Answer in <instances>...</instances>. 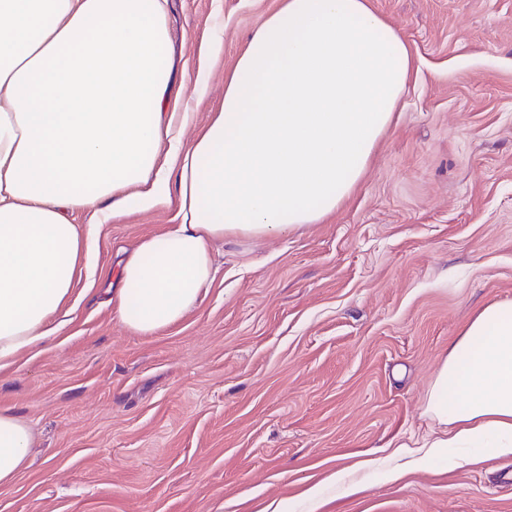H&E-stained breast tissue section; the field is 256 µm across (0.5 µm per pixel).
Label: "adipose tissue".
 <instances>
[{"instance_id": "adipose-tissue-1", "label": "adipose tissue", "mask_w": 512, "mask_h": 512, "mask_svg": "<svg viewBox=\"0 0 512 512\" xmlns=\"http://www.w3.org/2000/svg\"><path fill=\"white\" fill-rule=\"evenodd\" d=\"M167 0H0V369L49 335L99 223L177 202L178 224L119 262L110 298L133 334L179 323L215 277V243L321 223L365 175L406 88L404 36L367 0H279L195 139L172 95ZM425 411L441 437L411 464L470 448L512 458V303L459 332ZM29 426L0 413V486Z\"/></svg>"}]
</instances>
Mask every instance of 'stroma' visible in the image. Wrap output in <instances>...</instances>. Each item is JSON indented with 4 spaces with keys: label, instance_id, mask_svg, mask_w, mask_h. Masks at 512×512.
<instances>
[{
    "label": "stroma",
    "instance_id": "35a3bbf8",
    "mask_svg": "<svg viewBox=\"0 0 512 512\" xmlns=\"http://www.w3.org/2000/svg\"><path fill=\"white\" fill-rule=\"evenodd\" d=\"M407 38L408 88L364 178L323 223L216 248L185 318L129 334L100 284L176 209L96 223L60 332L0 370V411L32 429L0 512H512V460H436L398 481V446L442 427L424 407L461 328L512 302V0H369ZM278 0H169L174 90L192 139ZM224 53L203 51L215 16ZM336 484H326L330 472ZM322 484L313 509L303 490Z\"/></svg>",
    "mask_w": 512,
    "mask_h": 512
}]
</instances>
